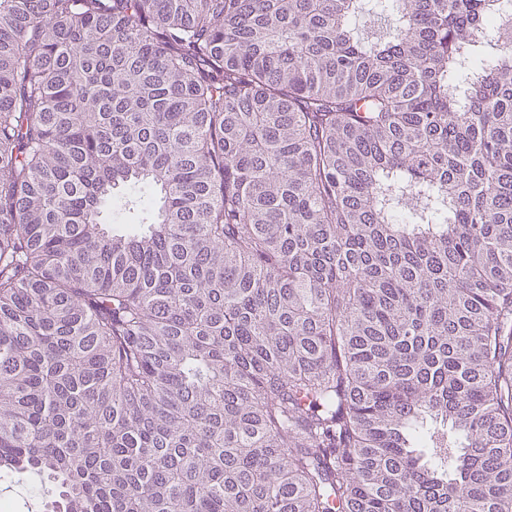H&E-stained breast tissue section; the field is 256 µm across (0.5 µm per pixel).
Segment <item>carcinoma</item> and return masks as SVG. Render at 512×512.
Segmentation results:
<instances>
[{
	"mask_svg": "<svg viewBox=\"0 0 512 512\" xmlns=\"http://www.w3.org/2000/svg\"><path fill=\"white\" fill-rule=\"evenodd\" d=\"M0 473L512 512V0H0Z\"/></svg>",
	"mask_w": 512,
	"mask_h": 512,
	"instance_id": "1",
	"label": "carcinoma"
}]
</instances>
